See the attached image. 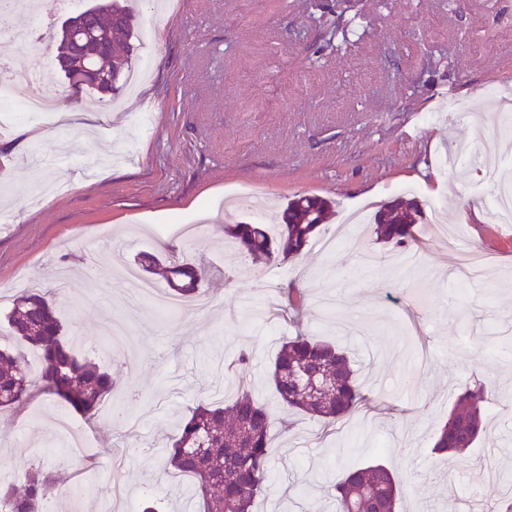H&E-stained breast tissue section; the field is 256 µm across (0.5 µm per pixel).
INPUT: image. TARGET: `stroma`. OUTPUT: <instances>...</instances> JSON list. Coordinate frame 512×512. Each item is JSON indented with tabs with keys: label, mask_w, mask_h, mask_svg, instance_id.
I'll return each instance as SVG.
<instances>
[{
	"label": "stroma",
	"mask_w": 512,
	"mask_h": 512,
	"mask_svg": "<svg viewBox=\"0 0 512 512\" xmlns=\"http://www.w3.org/2000/svg\"><path fill=\"white\" fill-rule=\"evenodd\" d=\"M334 2L135 0L155 45L137 50L136 87L97 106L55 71L63 16L51 0L35 46L0 36V60L25 61L82 115L78 127L26 115L22 127L46 138L23 152L0 138L14 173L0 177V347L40 374L39 354L17 345L3 318L6 300L37 280L67 335L114 380L94 415L39 394L5 417L0 479L58 471L50 512H105L117 469L133 512L149 493L167 512H199L191 478L164 471L168 437L189 409L242 386L274 402L268 367L299 330L352 349L371 402L331 429L277 410L282 432L257 512H308L324 480L374 460L402 476L403 512H491L512 483V224L485 218L478 163L447 160L449 142L496 117L484 90L512 91V0H360L349 43L323 49L315 21ZM252 193L273 213L297 194L335 200L321 233L344 230L357 248L327 254L316 242L267 266L235 258L224 227L254 221ZM397 198L424 214L413 268L396 263L372 222H342ZM475 211L481 220L469 221ZM139 249L202 268L212 305L128 313L119 281ZM466 250L488 257L483 280L458 275ZM291 287L306 293L299 317L283 299ZM109 318L126 328L110 350ZM243 351L251 361L240 372ZM475 382L493 399L492 444L466 466L433 456L455 394ZM60 413L84 447L58 432ZM77 481L88 491L79 501L67 492Z\"/></svg>",
	"instance_id": "1"
}]
</instances>
